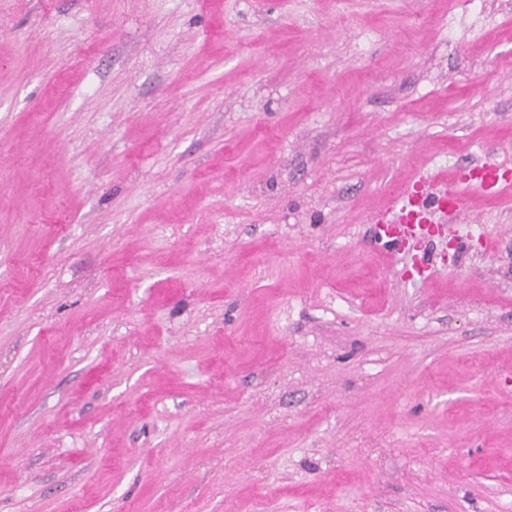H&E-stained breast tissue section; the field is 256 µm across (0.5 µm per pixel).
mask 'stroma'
<instances>
[{
	"mask_svg": "<svg viewBox=\"0 0 512 512\" xmlns=\"http://www.w3.org/2000/svg\"><path fill=\"white\" fill-rule=\"evenodd\" d=\"M512 0H0V512H512ZM460 181L492 198L498 197L505 188H510V180L502 175L500 166L488 162L469 167ZM428 179H421L417 184L421 191L416 190L412 198L413 209L408 215H405V208L408 205L409 198L404 194L397 197L391 209L386 212L383 218L376 221L375 236L378 244L387 251L400 249L405 243L407 236L414 235L420 231L421 224H433L434 216L437 211H449L454 218H458L464 211L463 199L459 192L455 190H444L442 194H437L433 187L427 182ZM448 197V210H443ZM393 225L402 227V232L393 230Z\"/></svg>",
	"mask_w": 512,
	"mask_h": 512,
	"instance_id": "35a3bbf8",
	"label": "stroma"
}]
</instances>
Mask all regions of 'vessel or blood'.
Instances as JSON below:
<instances>
[{
	"mask_svg": "<svg viewBox=\"0 0 512 512\" xmlns=\"http://www.w3.org/2000/svg\"><path fill=\"white\" fill-rule=\"evenodd\" d=\"M461 181L492 198L512 186V179L503 176L500 166L488 162L469 167ZM443 209L449 210L453 216H460L464 211L461 194L451 190L441 196L431 185L422 184L414 196L397 197L390 210L377 220L376 240L385 250H398L407 236L418 233L422 225L432 223L436 212Z\"/></svg>",
	"mask_w": 512,
	"mask_h": 512,
	"instance_id": "obj_1",
	"label": "vessel or blood"
}]
</instances>
